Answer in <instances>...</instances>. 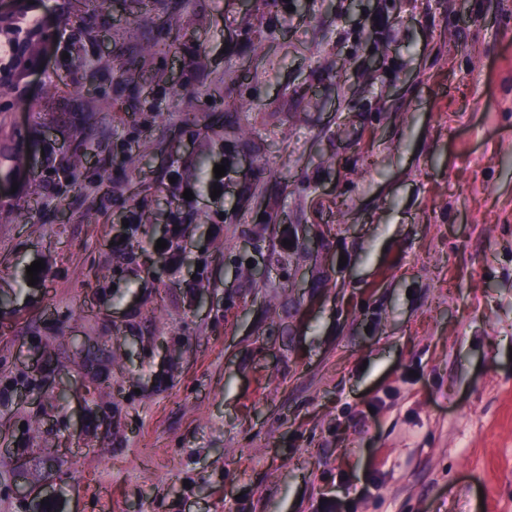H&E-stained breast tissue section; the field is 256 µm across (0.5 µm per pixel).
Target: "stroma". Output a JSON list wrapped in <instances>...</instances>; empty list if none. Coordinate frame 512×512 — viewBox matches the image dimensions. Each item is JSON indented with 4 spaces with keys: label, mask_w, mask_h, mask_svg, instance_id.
<instances>
[{
    "label": "stroma",
    "mask_w": 512,
    "mask_h": 512,
    "mask_svg": "<svg viewBox=\"0 0 512 512\" xmlns=\"http://www.w3.org/2000/svg\"><path fill=\"white\" fill-rule=\"evenodd\" d=\"M155 7L0 0V512H512V0Z\"/></svg>",
    "instance_id": "stroma-1"
}]
</instances>
